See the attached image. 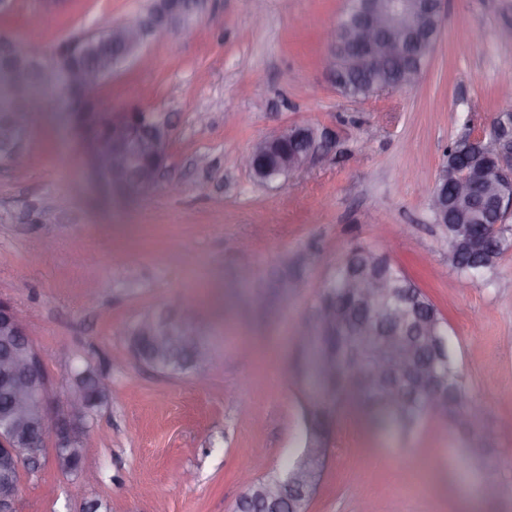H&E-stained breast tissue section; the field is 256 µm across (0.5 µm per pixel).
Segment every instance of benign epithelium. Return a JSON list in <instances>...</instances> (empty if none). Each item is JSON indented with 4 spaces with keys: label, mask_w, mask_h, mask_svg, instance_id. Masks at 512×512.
<instances>
[{
    "label": "benign epithelium",
    "mask_w": 512,
    "mask_h": 512,
    "mask_svg": "<svg viewBox=\"0 0 512 512\" xmlns=\"http://www.w3.org/2000/svg\"><path fill=\"white\" fill-rule=\"evenodd\" d=\"M424 0H406L405 8L392 12L387 0H365L364 21L358 34L359 49L348 53L350 66L359 73L383 69L391 61L401 62L393 81L383 85L381 91L411 88L423 75L406 62L418 43L417 29L426 15ZM150 30L149 41L159 42L176 33L170 23H156L137 19L124 27L112 30L110 40L118 47L127 48ZM327 70L336 77V31L328 30ZM80 42H71L67 49L44 70V80L66 92L75 86L92 87L99 83L96 71H80L71 67L70 54L79 50ZM29 55V50L11 39L0 40V80L12 86L15 94L25 92L27 84L21 76L9 71L12 61ZM61 112L65 114L75 138L85 146L89 176L97 188L107 196L148 194L161 178L171 138L169 124L153 113L131 109L120 113L102 112L84 102L62 98ZM318 147L317 134L311 127L290 126L285 130L260 139L242 158L243 167L251 173L262 171L261 164L269 162L283 177L302 170L311 161ZM490 147L496 155V165L488 181L495 183L489 192L485 183L460 176L455 181V199L470 207H481L497 217V223L512 216V114L498 112L490 127ZM435 183L429 190V208L433 219H448V196L442 184ZM365 307H371L385 282L359 266L346 282ZM352 319L342 308L326 312L322 324L311 328L300 339L308 351L321 349L317 375L324 379L336 378L345 365L343 357L324 346L325 333L334 329L348 330ZM385 367L393 372L414 370L407 352L393 351ZM420 386L428 394L435 410L448 408L446 398L438 387L432 364L416 374ZM0 384L9 388L15 423L0 431V482L10 484L22 469L34 470L40 465V456L46 440L52 439L55 456L68 457L78 453L87 457L93 448L86 435L89 409L84 392H68L60 413L50 416L48 399L51 377L40 353L32 345L21 314L12 305L0 302Z\"/></svg>",
    "instance_id": "benign-epithelium-1"
}]
</instances>
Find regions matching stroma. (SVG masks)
<instances>
[{
	"instance_id": "stroma-1",
	"label": "stroma",
	"mask_w": 512,
	"mask_h": 512,
	"mask_svg": "<svg viewBox=\"0 0 512 512\" xmlns=\"http://www.w3.org/2000/svg\"><path fill=\"white\" fill-rule=\"evenodd\" d=\"M147 0H13L0 30L56 47L140 14ZM345 0H206L189 31L150 44L94 91L101 111L138 108L171 124L164 181L115 204L87 178L55 114L31 127L25 179L0 165V301L21 311L53 377L60 410L73 368L109 385L91 410L96 453L76 473L53 448L23 471L19 512H234L242 472L287 466L305 435L307 392L293 375L314 295L351 249L401 264L446 315L478 408L470 437L432 421L402 441L345 400L308 512H512V252L484 282L448 266L428 190L448 145L485 134L512 75V0H446L444 29L419 85L367 100L329 80L323 31ZM294 125L322 143L288 180L258 182L239 164L252 144ZM207 165H198L200 157ZM181 183L169 193L165 183ZM256 287H249V280ZM97 283L88 291V283ZM196 306L214 361L207 384L129 358L148 312ZM253 354L245 358L243 347ZM258 413L251 421L242 405ZM495 429L482 437L480 424ZM489 450L471 464L468 438Z\"/></svg>"
}]
</instances>
